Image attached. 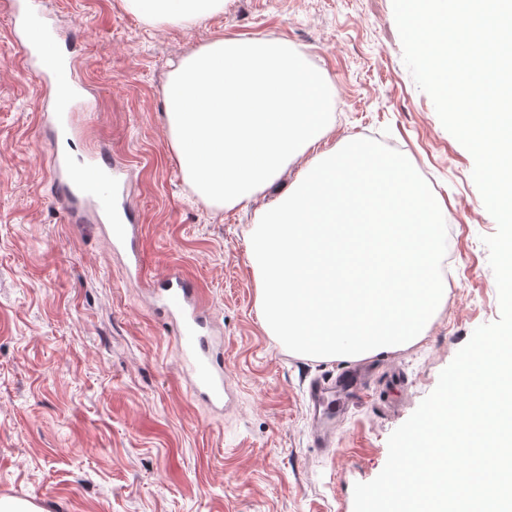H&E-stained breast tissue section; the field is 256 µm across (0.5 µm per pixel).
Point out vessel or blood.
<instances>
[{
	"instance_id": "vessel-or-blood-1",
	"label": "vessel or blood",
	"mask_w": 512,
	"mask_h": 512,
	"mask_svg": "<svg viewBox=\"0 0 512 512\" xmlns=\"http://www.w3.org/2000/svg\"><path fill=\"white\" fill-rule=\"evenodd\" d=\"M0 7L11 15L13 39L24 49L27 75L42 84L55 81L59 63L69 62L70 55L67 47L51 40L53 24L44 12L43 0H0ZM90 106L85 87L74 81L67 97L55 99L42 121L65 138L72 129L73 113ZM51 176L73 205H92L108 218L106 231L113 250L127 257L128 279L158 299L173 327L181 370L192 396L205 401L211 410L223 411L232 393L224 382L222 339L215 334L208 302L181 270H172L157 282L143 279L138 249L142 228L125 208L129 186L124 167L103 154L64 151L56 154ZM363 390L361 373L350 372L310 383L307 397L316 407L332 398L346 407L362 397Z\"/></svg>"
}]
</instances>
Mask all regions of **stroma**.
<instances>
[{
  "instance_id": "1",
  "label": "stroma",
  "mask_w": 512,
  "mask_h": 512,
  "mask_svg": "<svg viewBox=\"0 0 512 512\" xmlns=\"http://www.w3.org/2000/svg\"><path fill=\"white\" fill-rule=\"evenodd\" d=\"M73 39L95 108L77 113L78 151H106L131 182L145 272L178 268L204 290L224 333L234 402L213 412L178 372L176 341L144 288L128 281L93 213L51 195L59 142L39 115L0 13V498L45 512H354L353 487L384 468L389 435L436 387L480 325L500 317L482 236L497 224L472 180V155L441 123L403 63L392 0H224L189 25L148 23L127 0H47ZM288 41L346 109L333 145L372 134L401 146L457 214L464 276L423 338L366 358L365 397L311 438L310 380L349 368L288 350L258 319L248 232L307 165L299 159L248 206L203 200L186 182L164 118L163 88L184 57L220 37Z\"/></svg>"
}]
</instances>
